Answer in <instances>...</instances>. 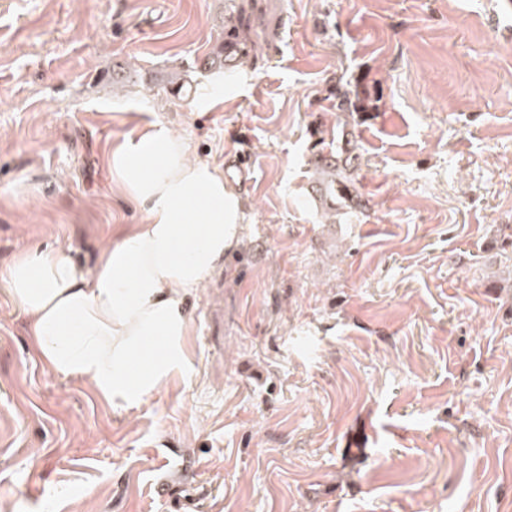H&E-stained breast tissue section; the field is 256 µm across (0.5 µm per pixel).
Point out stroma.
<instances>
[{
  "mask_svg": "<svg viewBox=\"0 0 512 512\" xmlns=\"http://www.w3.org/2000/svg\"><path fill=\"white\" fill-rule=\"evenodd\" d=\"M239 8L243 65L201 71ZM152 122L254 174L184 372L130 406L42 362L7 272L143 223L109 155ZM0 512H512V0H0ZM334 138L328 142L324 138L319 140L316 146L317 151L314 153L315 174L317 180L323 186L327 194L336 192L340 194H351V187L355 182L354 173L351 168L337 160L333 155ZM325 150H329V159H321ZM334 159H336L334 161ZM319 160H317V158Z\"/></svg>",
  "mask_w": 512,
  "mask_h": 512,
  "instance_id": "1",
  "label": "stroma"
}]
</instances>
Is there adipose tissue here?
<instances>
[{
    "mask_svg": "<svg viewBox=\"0 0 512 512\" xmlns=\"http://www.w3.org/2000/svg\"><path fill=\"white\" fill-rule=\"evenodd\" d=\"M109 166L145 223L110 242L94 272L63 250L34 249L13 263L8 283L49 368L137 405L184 367L187 298L237 246L240 201L161 123L126 139Z\"/></svg>",
    "mask_w": 512,
    "mask_h": 512,
    "instance_id": "ef3b65f1",
    "label": "adipose tissue"
}]
</instances>
